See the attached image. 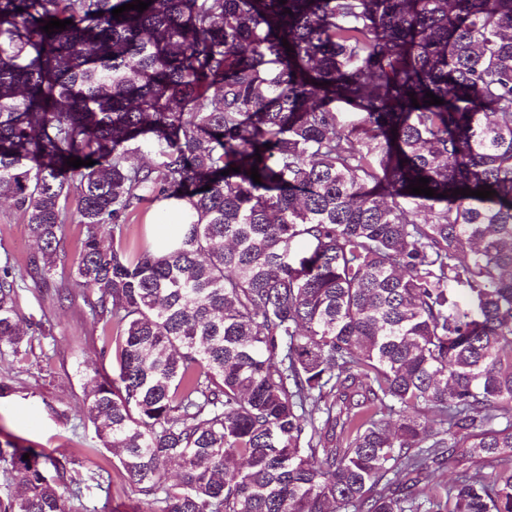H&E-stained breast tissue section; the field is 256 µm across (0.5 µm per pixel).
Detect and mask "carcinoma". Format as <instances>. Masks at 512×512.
<instances>
[{
	"mask_svg": "<svg viewBox=\"0 0 512 512\" xmlns=\"http://www.w3.org/2000/svg\"><path fill=\"white\" fill-rule=\"evenodd\" d=\"M132 2L0 0V196L36 243L0 270V351L28 354L19 289L52 271L73 194L56 301L112 322L115 375L86 399L142 512H512V0L113 17ZM168 197L178 241L126 246ZM0 456V512H81L60 459ZM447 458L470 466L420 489ZM157 202V201H156ZM156 202L142 205L125 224L123 239L130 245L139 242L143 237L148 239L155 237V222L158 218L155 213Z\"/></svg>",
	"mask_w": 512,
	"mask_h": 512,
	"instance_id": "obj_1",
	"label": "carcinoma"
}]
</instances>
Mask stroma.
<instances>
[{"label":"stroma","mask_w":512,"mask_h":512,"mask_svg":"<svg viewBox=\"0 0 512 512\" xmlns=\"http://www.w3.org/2000/svg\"><path fill=\"white\" fill-rule=\"evenodd\" d=\"M66 235L56 268L48 278L30 277L20 292L29 323L31 349L25 358L0 354V448H32L63 456L64 478L80 483L87 512H137V497L118 458L102 448L89 417L84 384L95 374H112V359L101 354L102 323L87 306L58 305L55 291L70 284V267L82 228L76 203H67ZM33 241L20 212L0 198V265L25 269Z\"/></svg>","instance_id":"35a3bbf8"}]
</instances>
